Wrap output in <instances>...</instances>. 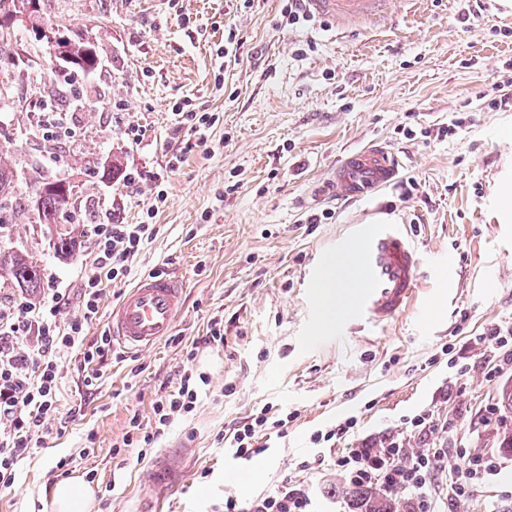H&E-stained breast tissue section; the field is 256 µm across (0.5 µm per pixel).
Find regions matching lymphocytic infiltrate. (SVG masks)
Instances as JSON below:
<instances>
[{
	"mask_svg": "<svg viewBox=\"0 0 512 512\" xmlns=\"http://www.w3.org/2000/svg\"><path fill=\"white\" fill-rule=\"evenodd\" d=\"M166 200L164 193L156 194L146 221L94 226L91 270L76 293L52 287L45 289L42 301L33 307L0 303L1 488L14 485L19 463L34 449L65 433L57 393L71 354L82 355L88 365L111 355V336L105 333L90 343L86 330L99 314L103 284L117 285L128 278L133 258L156 232L152 220ZM72 302L77 305L74 315L60 323L62 309ZM198 390L192 373H182L179 387L153 403L150 423L136 415L130 418L123 447H154L174 420L195 411ZM287 425V418L271 419L264 408L244 418L229 435L236 458L247 460L261 454L260 434L267 430L280 433ZM441 455L438 448L411 452L392 439L379 448L364 444L348 449L334 464L351 483H379L386 493L406 496L409 512H434L427 484ZM224 512H313V500L304 486L285 482L276 491L246 503L237 496H225Z\"/></svg>",
	"mask_w": 512,
	"mask_h": 512,
	"instance_id": "obj_1",
	"label": "lymphocytic infiltrate"
}]
</instances>
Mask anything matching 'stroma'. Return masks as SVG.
<instances>
[{
	"mask_svg": "<svg viewBox=\"0 0 512 512\" xmlns=\"http://www.w3.org/2000/svg\"><path fill=\"white\" fill-rule=\"evenodd\" d=\"M284 0H40L48 23L86 26L99 65L82 73L60 65L53 47L17 28V50L30 65L18 80L26 97L0 111V156L28 179H67L77 205L70 224L73 256H58L46 225L29 208L12 209L0 248L38 258L43 281L75 286L91 266L96 224H136L161 183L167 203L157 232L132 262V277L160 270L184 279L185 308L175 333L136 353L120 349L87 395L69 370L58 407L69 423L20 465L0 489V512H53L51 473L62 456L72 476L91 483V512H134L159 451L185 454L183 478L161 512H215L233 488L246 499L294 481L312 493L316 512H351L331 495L343 480L333 461L361 439L403 440L450 448L429 490L437 512H512V454L498 431L512 428L500 406L512 370L493 373L470 346L493 325L512 326V223L495 205L499 178L512 169V10L484 0H400L399 16L371 27H330L318 18L288 25ZM242 46L221 57L224 32ZM304 56H296V49ZM52 95L71 131L48 138L39 98ZM214 113L194 133L178 127L174 105ZM136 126L137 136L127 135ZM378 140L404 161L402 180L370 199L340 203L320 183L349 150ZM118 164L114 180L104 168ZM136 178L126 185L124 175ZM326 213L322 223L306 218ZM387 215L407 225L423 255L420 286L409 307L380 325L347 334L349 317L318 332L319 297L304 273L336 253L354 224ZM224 345L187 347L214 321ZM468 364L454 374L450 361ZM206 373L196 411L175 420L139 456L119 446L132 415L177 387L184 366ZM292 413L285 437L264 453L235 458L223 437L262 406ZM433 414L435 434H412L403 419ZM355 418L353 435L312 447L311 435ZM95 443L86 446L87 433ZM493 459L496 470L464 499L448 494L457 452ZM323 457L303 469L302 461Z\"/></svg>",
	"mask_w": 512,
	"mask_h": 512,
	"instance_id": "stroma-1",
	"label": "stroma"
}]
</instances>
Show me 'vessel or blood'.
Returning <instances> with one entry per match:
<instances>
[{"label":"vessel or blood","instance_id":"vessel-or-blood-1","mask_svg":"<svg viewBox=\"0 0 512 512\" xmlns=\"http://www.w3.org/2000/svg\"><path fill=\"white\" fill-rule=\"evenodd\" d=\"M307 12L340 26H359L395 11L396 0H304ZM398 157L380 144L349 151L324 188L353 202L373 197L402 177ZM355 251L361 278L354 285L355 326L375 325L400 314L410 303L422 269L421 253L404 225L391 219L359 224L338 246ZM183 283L172 275L148 274L124 292L110 314L112 337L139 351L173 334L183 312ZM176 469L160 457L148 475L149 487L174 486Z\"/></svg>","mask_w":512,"mask_h":512}]
</instances>
